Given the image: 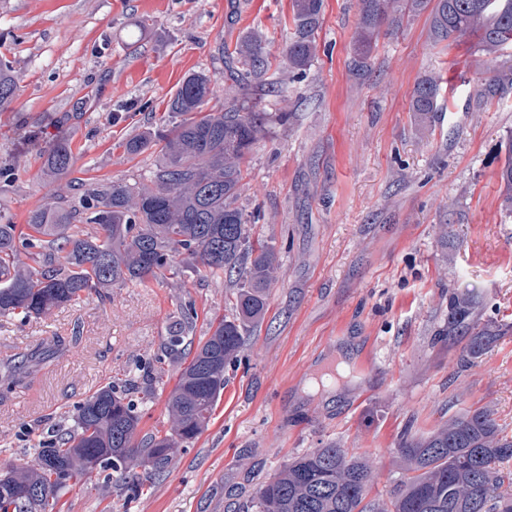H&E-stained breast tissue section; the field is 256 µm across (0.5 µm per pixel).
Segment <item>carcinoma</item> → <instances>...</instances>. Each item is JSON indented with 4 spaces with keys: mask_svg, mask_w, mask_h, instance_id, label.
Wrapping results in <instances>:
<instances>
[{
    "mask_svg": "<svg viewBox=\"0 0 512 512\" xmlns=\"http://www.w3.org/2000/svg\"><path fill=\"white\" fill-rule=\"evenodd\" d=\"M360 5L352 69L369 67L382 26L393 30L405 14L425 13L432 43L477 36V51L495 58V72L508 74L512 84V54H500L512 45V0H360ZM291 9L294 33L281 51L282 64L302 71L315 56L323 0H291ZM231 55L243 74L263 84L268 51L261 37H242ZM212 83L205 72L185 76L169 111L186 119L127 141L130 154L161 146L162 161L148 183L102 184L87 190L78 207L56 192L29 212L27 232L0 224V316L41 317L103 288L176 276L180 263L200 276L236 274L231 315L214 320L211 335L194 347L188 338L195 307L184 302L173 335L154 358L181 365L166 401L168 429L144 435L139 430L145 398L163 383V368H142L144 387L137 400L127 397L132 377L117 378L73 406V424L50 432L25 450L22 463L0 473V512H40L29 496L36 487L51 494L49 512H56L62 493L95 471L108 478L119 474L130 497L141 495L148 479L162 476L207 427L224 393L226 367L240 361L245 335L265 319L279 255L272 242L251 240L237 201L241 164L268 132L269 113L257 101L204 112ZM443 83L434 71L414 87L411 108L422 122L434 119ZM19 92L20 77L0 65V110ZM74 164L70 141L61 134L45 166L57 175ZM500 179L506 188L501 210L511 216L512 152ZM511 334L512 322L485 317L475 295L453 289L448 321L435 341L467 370ZM65 350L59 340L23 355L21 365L0 373V384L12 390ZM394 459L405 479L386 496L370 499L376 470L367 457L336 444L313 448L283 464L238 512H512V479L502 470L512 461V435L504 433L488 406L451 416L421 435L406 431Z\"/></svg>",
    "mask_w": 512,
    "mask_h": 512,
    "instance_id": "1",
    "label": "carcinoma"
}]
</instances>
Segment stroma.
I'll list each match as a JSON object with an SVG mask.
<instances>
[{
	"label": "stroma",
	"mask_w": 512,
	"mask_h": 512,
	"mask_svg": "<svg viewBox=\"0 0 512 512\" xmlns=\"http://www.w3.org/2000/svg\"><path fill=\"white\" fill-rule=\"evenodd\" d=\"M324 6L315 56L294 73L280 62L289 0H0V61L21 78L0 111L1 224L25 223L55 190L77 197L146 178L159 149L132 155L125 143L180 123L168 104L189 73L216 78L207 111L252 99L272 116L243 164L239 199L254 236L279 250L261 328L166 475L132 499L119 477L91 474L63 494L60 512H236L288 459L331 442L373 462L378 497L404 478L393 452L406 423L427 431L486 405L512 434V336L468 371L432 343L452 288L512 319V216L500 211L499 177L512 88L479 102L493 63L476 36L432 44L423 15L380 34L369 69L353 72L358 0ZM250 31L270 44L261 87L232 84L239 64L219 52ZM432 71L446 81L425 125L411 95ZM61 134L76 162L49 178L43 160ZM231 291L227 275L185 268L39 319L0 317V367L52 337L69 343L0 400V469L74 403L160 354L181 302L194 301L201 337L230 313Z\"/></svg>",
	"instance_id": "35a3bbf8"
}]
</instances>
